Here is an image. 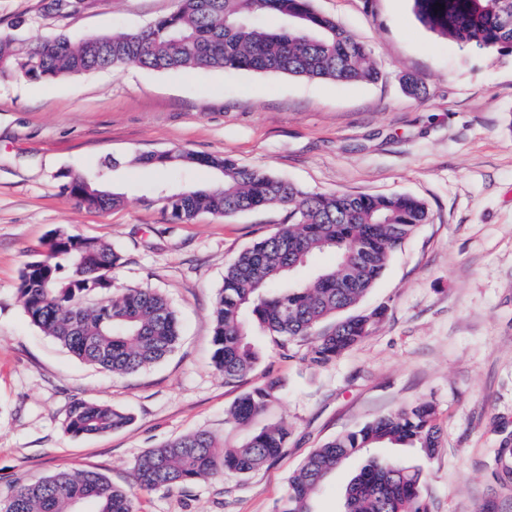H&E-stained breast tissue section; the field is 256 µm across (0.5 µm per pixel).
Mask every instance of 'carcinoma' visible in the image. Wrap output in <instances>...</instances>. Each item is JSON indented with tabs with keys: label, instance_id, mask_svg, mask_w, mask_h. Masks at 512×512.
<instances>
[{
	"label": "carcinoma",
	"instance_id": "obj_1",
	"mask_svg": "<svg viewBox=\"0 0 512 512\" xmlns=\"http://www.w3.org/2000/svg\"><path fill=\"white\" fill-rule=\"evenodd\" d=\"M419 21L437 36L477 51L512 49V0H413ZM269 17L284 21L271 28ZM137 65L154 71L236 69L283 73L338 83L376 82L380 71L362 40L316 12L312 0H179L178 8L130 32L86 36L59 34L27 42L0 34V73L31 81ZM138 166H205L218 170L217 186L165 192L159 200L176 223L201 212L231 217L278 207L287 223L254 242L224 269L213 307L211 364L227 383L250 372L260 352L252 328L281 348L306 345L304 360L324 365L358 345L382 321L386 308L356 309L382 276L393 251L427 223L429 211L407 195L304 191L264 169L230 158L174 151L140 154ZM64 189L83 207L106 210L123 196L95 177L79 174ZM336 262L309 279L292 273L316 256ZM122 256L95 239L56 232L42 257L26 264L18 294L28 320L80 361L114 375H129L165 360L180 338L176 310L160 291L119 287ZM70 273L60 276L62 264ZM278 381L252 386L225 420L249 424L277 398ZM132 416L110 405L76 400L63 421L67 432L95 435L126 427ZM290 430L271 423L240 446L216 451L207 431L151 448L138 460L135 483L147 490L184 487L218 473L247 475L277 461ZM442 433L428 402L388 413L313 449L288 479L277 512H314L313 497L348 459L372 448H418L432 457ZM421 470L369 455L348 482L341 512H430L421 494ZM0 512H138L133 493L93 470L62 472L23 482L0 501Z\"/></svg>",
	"mask_w": 512,
	"mask_h": 512
}]
</instances>
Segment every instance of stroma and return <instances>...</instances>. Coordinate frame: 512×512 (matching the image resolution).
<instances>
[{
    "mask_svg": "<svg viewBox=\"0 0 512 512\" xmlns=\"http://www.w3.org/2000/svg\"><path fill=\"white\" fill-rule=\"evenodd\" d=\"M45 0H0V32L26 22L34 41L143 28L177 0H83L60 17ZM371 49L381 77L341 84L233 69L158 72L135 65L56 82L0 78V499L14 484L94 470L133 490L140 512H274L288 479L314 449L389 412L430 402L443 432L434 457L416 448L382 455L421 467L431 512H512V474L496 463L512 436V52H477L437 37L411 0H313ZM425 88L410 95L406 78ZM229 157L306 191L410 194L429 221L391 257L361 303L383 322L329 364L299 345L254 341L256 368L225 383L210 363L212 309L224 267L285 220L277 208L171 222L163 190L208 187L202 167H133L143 153ZM99 178L121 206L89 210L63 192L66 175ZM118 249L122 286L172 301L181 339L161 364L129 376L91 367L32 325L17 286L55 230ZM284 390L249 426L225 412L249 388ZM83 399L133 416L124 429L75 436L63 425ZM286 423L285 453L253 473L189 488L135 486L148 449L206 430L225 446ZM352 458L323 484L316 512H340L360 467Z\"/></svg>",
    "mask_w": 512,
    "mask_h": 512,
    "instance_id": "1",
    "label": "stroma"
}]
</instances>
